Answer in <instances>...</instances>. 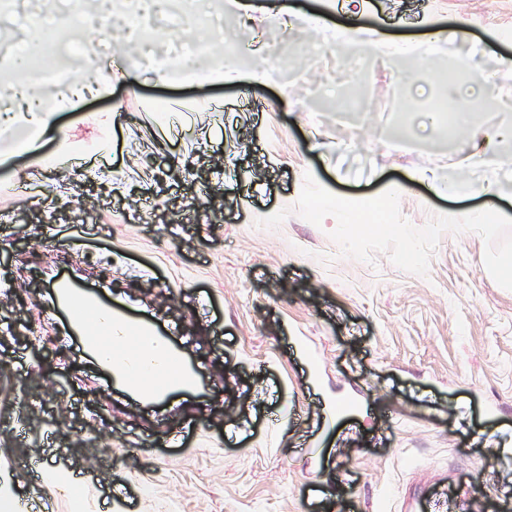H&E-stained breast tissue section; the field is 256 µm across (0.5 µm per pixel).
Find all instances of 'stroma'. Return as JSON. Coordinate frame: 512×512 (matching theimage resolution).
<instances>
[{
	"label": "stroma",
	"mask_w": 512,
	"mask_h": 512,
	"mask_svg": "<svg viewBox=\"0 0 512 512\" xmlns=\"http://www.w3.org/2000/svg\"><path fill=\"white\" fill-rule=\"evenodd\" d=\"M362 25L395 42L440 32L431 66L484 68L474 122L439 141L436 77L401 81L394 59H344L299 22L237 30L271 80L169 85L150 53L109 91L60 92L57 116L88 177L44 167L0 137V483L41 512H396L418 470L453 468L468 489L512 492V291L473 232H444L427 276L343 255L337 222L303 219L306 176L353 199L405 186L415 227L432 211L492 206L512 218V167L477 170L497 195L459 201L419 173L469 167L470 143L512 124V0H366ZM467 35L447 38L458 17ZM171 46L212 27L168 13ZM182 111H167L170 100ZM120 108L112 129L89 121ZM82 281L168 333L200 377L147 403L111 383L54 313L53 283ZM345 449L343 459L330 457ZM84 480L66 496L55 473Z\"/></svg>",
	"instance_id": "1"
}]
</instances>
